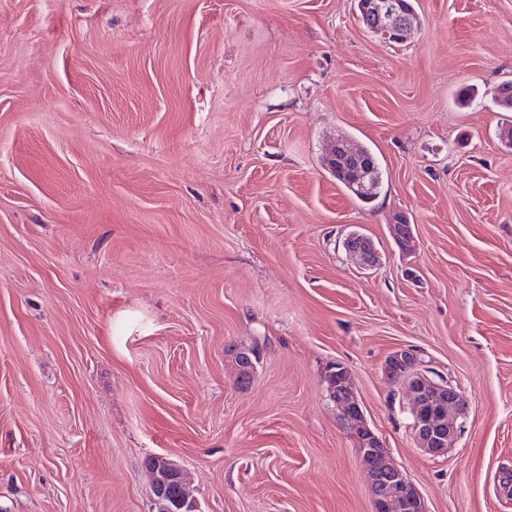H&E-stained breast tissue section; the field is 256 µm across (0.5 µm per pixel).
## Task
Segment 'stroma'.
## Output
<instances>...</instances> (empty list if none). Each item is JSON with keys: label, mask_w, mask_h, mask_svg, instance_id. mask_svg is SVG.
Returning <instances> with one entry per match:
<instances>
[{"label": "stroma", "mask_w": 512, "mask_h": 512, "mask_svg": "<svg viewBox=\"0 0 512 512\" xmlns=\"http://www.w3.org/2000/svg\"><path fill=\"white\" fill-rule=\"evenodd\" d=\"M414 5L394 43L356 0H0V512H155L153 456L201 512H372L336 362L428 512H512V0ZM404 348L468 400L445 456ZM347 250L360 257L365 266H373L377 260V251L373 242H370L366 237L354 236L347 242Z\"/></svg>", "instance_id": "obj_1"}]
</instances>
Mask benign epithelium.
Masks as SVG:
<instances>
[{"mask_svg": "<svg viewBox=\"0 0 512 512\" xmlns=\"http://www.w3.org/2000/svg\"><path fill=\"white\" fill-rule=\"evenodd\" d=\"M359 8L370 30L381 28L394 42L403 40L414 25L416 12L410 0H360ZM347 248L363 264L371 267L376 263L377 251L367 238L354 236L348 240ZM393 358L401 361L408 374L406 397L415 439L431 444L425 449L431 456L447 454L460 433L457 418L467 410L464 393L459 386L424 366L413 349L399 350ZM326 376L336 379V388L329 389V397L336 404L341 425L354 433L359 443L357 452L367 466L373 512H428L422 494L405 471L390 461L382 440L369 426L362 404L354 396L347 367L333 364ZM151 471L153 493L178 479L175 469L163 457L151 463Z\"/></svg>", "mask_w": 512, "mask_h": 512, "instance_id": "benign-epithelium-1", "label": "benign epithelium"}]
</instances>
